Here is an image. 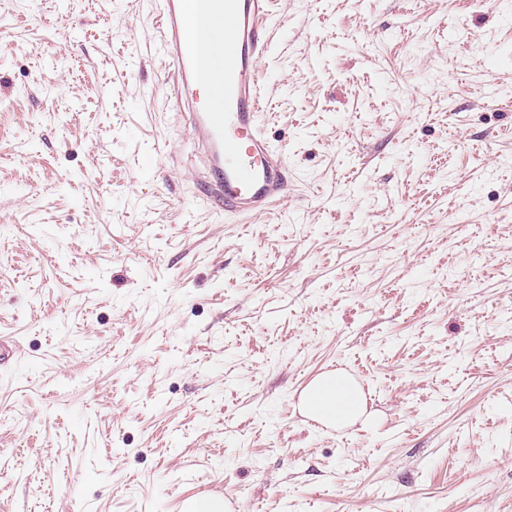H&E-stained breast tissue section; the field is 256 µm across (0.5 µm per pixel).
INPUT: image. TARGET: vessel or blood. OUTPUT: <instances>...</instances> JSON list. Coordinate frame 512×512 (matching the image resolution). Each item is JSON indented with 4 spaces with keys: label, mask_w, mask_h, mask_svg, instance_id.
<instances>
[{
    "label": "vessel or blood",
    "mask_w": 512,
    "mask_h": 512,
    "mask_svg": "<svg viewBox=\"0 0 512 512\" xmlns=\"http://www.w3.org/2000/svg\"><path fill=\"white\" fill-rule=\"evenodd\" d=\"M158 54L178 122L188 127L202 168L197 183L225 218L256 217L284 201L285 153L261 122L265 98L258 66L270 40V0H161ZM224 32V68L214 73L199 40L201 18ZM219 86L218 101L202 92Z\"/></svg>",
    "instance_id": "1"
}]
</instances>
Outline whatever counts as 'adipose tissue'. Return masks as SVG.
Instances as JSON below:
<instances>
[{"instance_id": "1", "label": "adipose tissue", "mask_w": 512, "mask_h": 512, "mask_svg": "<svg viewBox=\"0 0 512 512\" xmlns=\"http://www.w3.org/2000/svg\"><path fill=\"white\" fill-rule=\"evenodd\" d=\"M299 408L305 416L324 425L348 426L366 416L362 389L343 371L314 378L302 390Z\"/></svg>"}]
</instances>
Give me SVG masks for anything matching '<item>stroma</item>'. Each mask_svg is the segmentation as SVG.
Returning <instances> with one entry per match:
<instances>
[{"label": "stroma", "mask_w": 512, "mask_h": 512, "mask_svg": "<svg viewBox=\"0 0 512 512\" xmlns=\"http://www.w3.org/2000/svg\"><path fill=\"white\" fill-rule=\"evenodd\" d=\"M270 13L232 224L152 0H0V512H512V0ZM333 369L367 421L300 413Z\"/></svg>", "instance_id": "obj_1"}]
</instances>
